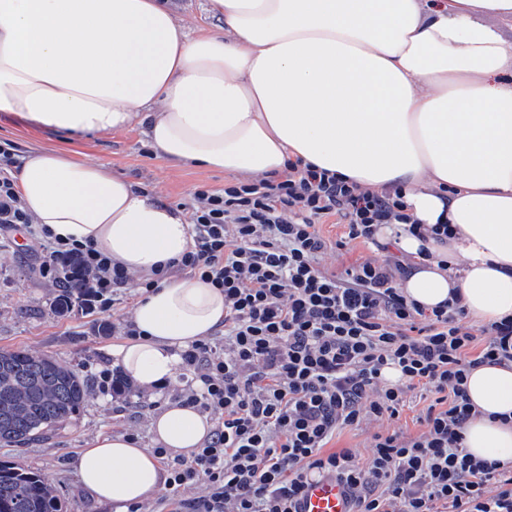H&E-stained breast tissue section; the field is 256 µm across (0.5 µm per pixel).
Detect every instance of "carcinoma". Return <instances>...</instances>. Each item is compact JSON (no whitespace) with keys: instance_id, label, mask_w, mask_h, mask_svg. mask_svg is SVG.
Masks as SVG:
<instances>
[{"instance_id":"cac0c4a2","label":"carcinoma","mask_w":512,"mask_h":512,"mask_svg":"<svg viewBox=\"0 0 512 512\" xmlns=\"http://www.w3.org/2000/svg\"><path fill=\"white\" fill-rule=\"evenodd\" d=\"M58 315L81 307L89 282L75 259L60 265ZM88 381L72 365L26 349H0V446L38 441L72 419ZM0 512H62L55 486L19 463L0 462Z\"/></svg>"}]
</instances>
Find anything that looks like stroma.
I'll return each mask as SVG.
<instances>
[{"label": "stroma", "mask_w": 512, "mask_h": 512, "mask_svg": "<svg viewBox=\"0 0 512 512\" xmlns=\"http://www.w3.org/2000/svg\"><path fill=\"white\" fill-rule=\"evenodd\" d=\"M4 143L10 144L18 158L50 148L71 159L99 162L187 213L192 210L196 189L220 193L234 181L233 175L221 171L161 157L137 129L76 139L17 123L0 113V145ZM15 235L14 229H0V349L24 348L65 361L87 379L89 392L69 423L44 441L0 447V462H19L48 478L59 491L64 512H107L105 506L87 497L78 481L75 461L80 451L91 447L97 436L122 432L132 433L140 447L155 448L151 422L167 401L185 394L188 379L179 374L165 389L154 391L134 384L119 398L104 392L99 374L116 372L109 352L125 339L124 326L140 298L137 280H129L122 299L108 311L57 315L53 302L58 290L54 279L40 272L43 253L39 239L28 233L19 244ZM104 321L111 325L106 333L99 329ZM431 401V396L412 390L399 419L344 430L331 445L354 449L359 458H367L375 433H421L419 417Z\"/></svg>", "instance_id": "35a3bbf8"}]
</instances>
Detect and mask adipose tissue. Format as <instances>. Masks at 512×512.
I'll return each instance as SVG.
<instances>
[{"label":"adipose tissue","mask_w":512,"mask_h":512,"mask_svg":"<svg viewBox=\"0 0 512 512\" xmlns=\"http://www.w3.org/2000/svg\"><path fill=\"white\" fill-rule=\"evenodd\" d=\"M219 31L189 37L173 0H0V112L69 137L144 128L156 152L252 178L306 162L450 223L448 242L380 231L408 256L402 287L433 307L460 294L471 319L512 316V0H208ZM14 187L36 227L91 243L142 279L193 244L182 209L95 162L30 152ZM137 336L113 346L125 376L176 379L181 351L224 322V294L197 276L164 280L133 309ZM478 414L463 446L512 462V363L470 370ZM507 422H500V415ZM211 423L166 403L157 444L190 453ZM77 471L86 494L129 512L164 486L126 433L98 436Z\"/></svg>","instance_id":"adipose-tissue-1"}]
</instances>
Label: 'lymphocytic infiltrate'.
I'll return each mask as SVG.
<instances>
[{
    "instance_id": "obj_1",
    "label": "lymphocytic infiltrate",
    "mask_w": 512,
    "mask_h": 512,
    "mask_svg": "<svg viewBox=\"0 0 512 512\" xmlns=\"http://www.w3.org/2000/svg\"><path fill=\"white\" fill-rule=\"evenodd\" d=\"M193 245L174 266L224 293V337L182 354L188 404L214 417L190 455L155 448L173 495L170 512H298L313 473L349 490L356 512H512V463L467 453L461 430L477 411L465 379L485 364L512 362V318L468 325L461 297L426 307L405 296L410 265L364 260L321 270L319 226L343 224L337 247L361 241L386 251L393 224L443 241L425 227L401 188L375 192L291 156L282 171L194 193ZM42 271L77 259L93 282L90 309L107 311L124 292L123 266L88 243L41 229ZM399 374L385 378L386 370ZM433 394L416 436L377 433L367 462L353 449L328 451L343 429L398 419L408 391ZM200 487L184 499L180 489Z\"/></svg>"
}]
</instances>
